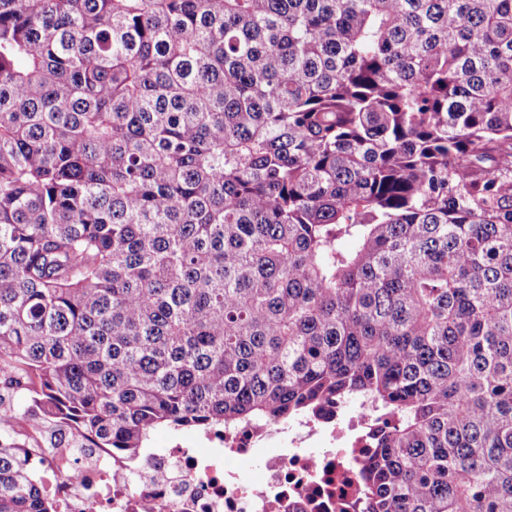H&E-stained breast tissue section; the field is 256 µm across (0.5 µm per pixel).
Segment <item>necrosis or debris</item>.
<instances>
[{"mask_svg": "<svg viewBox=\"0 0 512 512\" xmlns=\"http://www.w3.org/2000/svg\"><path fill=\"white\" fill-rule=\"evenodd\" d=\"M381 415L343 402L286 424L215 431L195 447L146 449L133 464L101 449H36L62 512H361L358 469Z\"/></svg>", "mask_w": 512, "mask_h": 512, "instance_id": "obj_1", "label": "necrosis or debris"}]
</instances>
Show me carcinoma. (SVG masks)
Returning <instances> with one entry per match:
<instances>
[{
    "label": "carcinoma",
    "instance_id": "cac0c4a2",
    "mask_svg": "<svg viewBox=\"0 0 512 512\" xmlns=\"http://www.w3.org/2000/svg\"><path fill=\"white\" fill-rule=\"evenodd\" d=\"M509 185L512 0H0V512L357 397L364 512H512Z\"/></svg>",
    "mask_w": 512,
    "mask_h": 512
}]
</instances>
